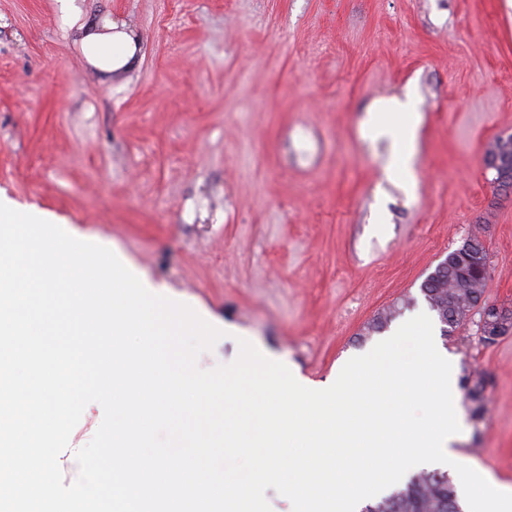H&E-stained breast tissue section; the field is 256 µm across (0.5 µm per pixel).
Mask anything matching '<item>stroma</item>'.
I'll list each match as a JSON object with an SVG mask.
<instances>
[{
	"label": "stroma",
	"mask_w": 512,
	"mask_h": 512,
	"mask_svg": "<svg viewBox=\"0 0 512 512\" xmlns=\"http://www.w3.org/2000/svg\"><path fill=\"white\" fill-rule=\"evenodd\" d=\"M0 0V198L107 243L161 294L313 389L427 311L419 286L479 233L485 297L512 308V193L482 166L512 134V0ZM139 36L133 69L103 73L84 29ZM413 90V188L386 181L394 144L365 124ZM414 298L385 331L364 328ZM479 317L437 336L455 380H486L462 464L512 486V332ZM103 409L59 457L65 483Z\"/></svg>",
	"instance_id": "obj_1"
}]
</instances>
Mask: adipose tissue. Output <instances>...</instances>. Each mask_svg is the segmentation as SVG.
I'll return each mask as SVG.
<instances>
[{
    "mask_svg": "<svg viewBox=\"0 0 512 512\" xmlns=\"http://www.w3.org/2000/svg\"><path fill=\"white\" fill-rule=\"evenodd\" d=\"M138 36L130 29L109 25L104 31H90L81 39L88 62L97 70L110 73L131 67L135 61Z\"/></svg>",
    "mask_w": 512,
    "mask_h": 512,
    "instance_id": "ef3b65f1",
    "label": "adipose tissue"
}]
</instances>
